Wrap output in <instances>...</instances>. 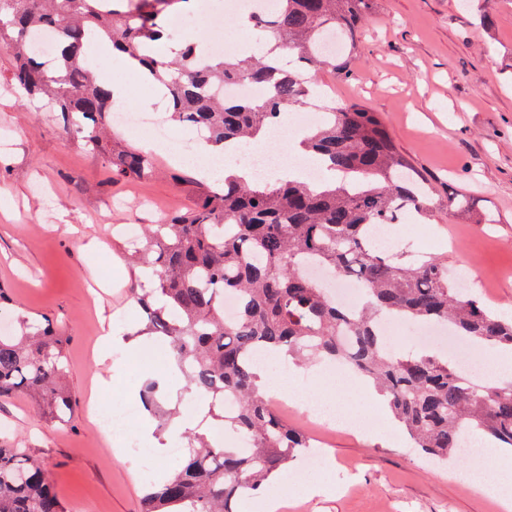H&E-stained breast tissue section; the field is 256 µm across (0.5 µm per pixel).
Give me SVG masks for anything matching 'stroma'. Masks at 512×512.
<instances>
[{"instance_id":"1","label":"stroma","mask_w":512,"mask_h":512,"mask_svg":"<svg viewBox=\"0 0 512 512\" xmlns=\"http://www.w3.org/2000/svg\"><path fill=\"white\" fill-rule=\"evenodd\" d=\"M358 39L354 78L324 70L317 83L337 104L376 112L437 194L461 191L471 204L426 224L393 225L391 246L409 261L439 237L432 251L468 272L469 293L512 315V0H378ZM11 68L0 50V286L13 300L4 316L49 320L68 337L66 381L77 409L68 421H47L18 393L0 400V426L44 460L66 512H141L143 485L179 462L171 450L182 432L159 431L140 409L146 376H168L175 353L157 344L144 354L121 341L100 361L99 317L112 316L122 331L140 322L131 289L144 280L127 260V238L193 206L197 184L172 175L204 166L201 140L176 125L180 157L152 151L155 177L114 180L101 155L60 130L58 114L11 87ZM477 213L484 223H474ZM96 381L113 404L138 407L134 433L166 445L150 468L120 439L99 442L89 412ZM284 416L320 441L323 462L304 471L309 492H289L281 512H501L468 480L466 459L437 466L403 437L317 430L294 411Z\"/></svg>"}]
</instances>
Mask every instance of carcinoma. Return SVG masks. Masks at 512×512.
<instances>
[{
  "instance_id": "carcinoma-1",
  "label": "carcinoma",
  "mask_w": 512,
  "mask_h": 512,
  "mask_svg": "<svg viewBox=\"0 0 512 512\" xmlns=\"http://www.w3.org/2000/svg\"><path fill=\"white\" fill-rule=\"evenodd\" d=\"M190 0H0V48L14 59L11 80L60 115L65 133L103 156L118 180L143 179L154 168L138 149L108 137L111 92L97 83L84 48L95 33L139 62H148L167 89L171 119L202 128L207 141L250 143L275 127L282 112L306 105L307 76L327 67L340 79L354 75L355 33L376 0H277L271 12L250 18L259 40H276L288 56H243L200 62L187 41L175 59L154 46L168 39L173 6ZM53 30L57 63L32 53L31 32ZM340 31L348 42L326 57L324 36ZM246 81L260 90L228 101L214 88ZM308 151L319 155L336 183L324 189L272 178L200 183L193 208L144 225L133 251L152 287L135 292L143 318L133 336L169 340L187 382L224 406L222 421L249 446L229 448L199 434L186 436L187 457L166 482L146 484L143 512H233L246 489H256L288 468L310 447L256 385L257 350L283 349L295 360L338 361L372 384L414 447L446 463L464 438L479 436L512 449V384L474 382L446 356L396 351L378 324L383 315L402 323H442L459 336L512 348V316L498 314L457 286L448 262L429 256L407 262L370 238L374 224L404 211L425 224L438 211L467 210L466 197L446 200L397 146L387 127L358 103L326 113L309 129ZM316 264L358 281L364 300L344 309L309 277ZM227 290L241 298L237 317L224 318ZM18 328L0 336V399L29 394L41 414L63 420L76 408L66 384L67 338L50 324L19 315ZM0 512H66L46 476L45 462L0 441Z\"/></svg>"
}]
</instances>
